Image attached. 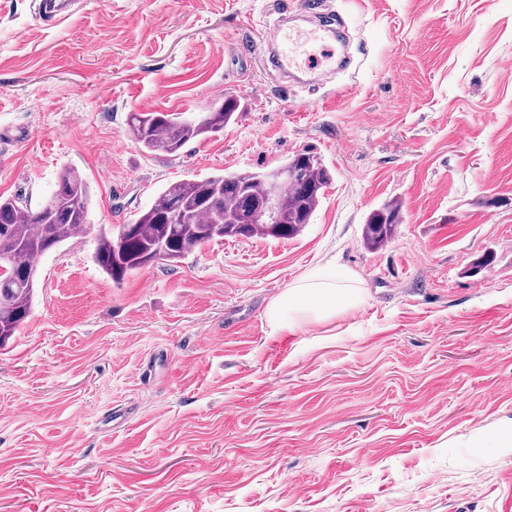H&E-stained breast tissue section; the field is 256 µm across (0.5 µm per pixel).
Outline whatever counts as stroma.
<instances>
[{"label": "stroma", "mask_w": 512, "mask_h": 512, "mask_svg": "<svg viewBox=\"0 0 512 512\" xmlns=\"http://www.w3.org/2000/svg\"><path fill=\"white\" fill-rule=\"evenodd\" d=\"M299 0H0V196L64 169L89 233L37 261L0 350V512H505L512 448V0H329L353 68L291 86L259 54ZM242 110L180 154L132 112ZM317 153L299 236L226 239L113 282L96 226L165 186ZM403 203L386 247L368 214ZM357 308L272 334L270 302L329 260Z\"/></svg>", "instance_id": "obj_1"}]
</instances>
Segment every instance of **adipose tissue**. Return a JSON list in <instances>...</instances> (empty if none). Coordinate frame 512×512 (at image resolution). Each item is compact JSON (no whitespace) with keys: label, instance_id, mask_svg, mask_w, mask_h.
<instances>
[{"label":"adipose tissue","instance_id":"ef3b65f1","mask_svg":"<svg viewBox=\"0 0 512 512\" xmlns=\"http://www.w3.org/2000/svg\"><path fill=\"white\" fill-rule=\"evenodd\" d=\"M361 300L350 272L328 262L311 269L280 293L270 303L266 316L273 332L292 334L309 321L333 317Z\"/></svg>","mask_w":512,"mask_h":512}]
</instances>
